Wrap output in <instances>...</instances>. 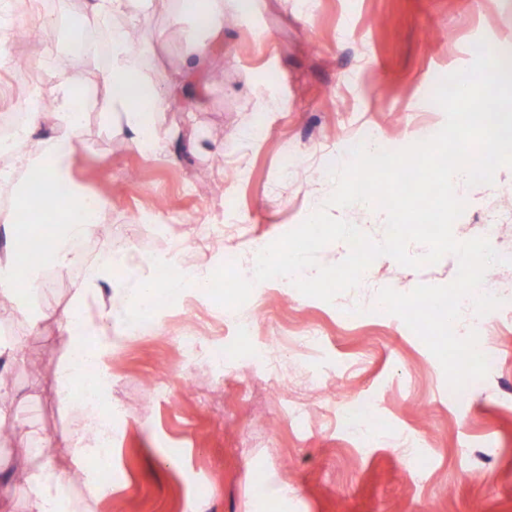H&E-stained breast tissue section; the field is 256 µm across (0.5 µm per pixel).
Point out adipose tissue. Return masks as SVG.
<instances>
[{
  "label": "adipose tissue",
  "mask_w": 512,
  "mask_h": 512,
  "mask_svg": "<svg viewBox=\"0 0 512 512\" xmlns=\"http://www.w3.org/2000/svg\"><path fill=\"white\" fill-rule=\"evenodd\" d=\"M245 0H177V18H192L197 26L214 36L224 33L226 14L241 11ZM147 8L146 0H92L91 18L112 20L109 41L112 56L110 68L102 79L109 89V101L103 112L108 125L125 128L134 148H142L145 139H152L156 151H163L165 135L160 118L169 101L154 85L145 72L139 55L132 52L128 28L138 26ZM82 86L65 74L57 76V96L50 110L28 113V129L34 137L30 144L15 152L11 167L4 180L17 201H24L32 183L27 175L31 170L42 173L47 187H64L59 211L53 213L56 229L45 235L37 262H29L28 251L33 234L20 235L12 222H5L1 229L8 233V246L0 252V295H15L17 289L35 288L44 270L73 261L70 241L96 233V217L104 209L103 202L83 191L73 183L69 166L80 143L82 114L79 102ZM44 216H35V223H44ZM111 258L87 264L83 280L75 287V306L62 321L71 349L60 367V405L79 413V438L72 440V456L79 459L90 456L98 465L108 462L105 449L94 442L106 416L105 410L95 400L98 389V366L103 362L112 338V306L105 303L96 312L87 309V298L96 292L101 281L111 270ZM70 478L60 468L54 456H47L32 471L25 492L30 499L31 512H63V504L70 494Z\"/></svg>",
  "instance_id": "1"
}]
</instances>
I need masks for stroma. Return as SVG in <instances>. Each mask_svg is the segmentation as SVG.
Here are the masks:
<instances>
[{
  "instance_id": "stroma-1",
  "label": "stroma",
  "mask_w": 512,
  "mask_h": 512,
  "mask_svg": "<svg viewBox=\"0 0 512 512\" xmlns=\"http://www.w3.org/2000/svg\"><path fill=\"white\" fill-rule=\"evenodd\" d=\"M141 25L146 73L169 99L162 117L166 153L131 148L125 129L102 124L109 99L101 75L110 57L90 52L78 74L90 90L72 177L102 197L112 247L139 260L181 239L188 257L209 269L236 251L251 268L257 250L325 206L329 167L373 130L383 149L400 150L445 123L432 100L439 80L469 67L479 40H512V0H252L222 39L174 22V0H149ZM45 0H0V20L50 28ZM207 52L194 72L184 63L197 43ZM224 73L222 82L209 80ZM139 169L140 179L127 172ZM466 208L453 225L459 241L483 236L486 211L503 222L492 245L512 250V166L493 183L456 186ZM326 207V206H325ZM238 219L234 239L199 250L207 223ZM455 256L415 270L377 258L354 289L333 302L303 296L281 278L255 285L239 309L184 290V305L129 329L119 305L149 272L114 268L98 290L115 299L110 402L125 412L112 427V483L93 512H512V265L484 277L503 299L486 314L480 342L494 358L487 375L452 396L443 369L422 340L392 314H375L379 289L401 293L446 285ZM82 275L77 264L48 269L28 301L42 317L31 332L22 317L0 321V336L24 357L0 361L8 412L30 429L0 447V495L9 512H30L16 492L47 455L71 469L64 439L75 426L56 398L69 349L61 321ZM363 315L350 318L353 307ZM249 325L250 339L237 334ZM318 326L323 343L300 354L296 336ZM224 347L223 371L186 363L178 336ZM271 346L277 376L251 353ZM37 359L40 375L25 362ZM376 404L371 422L336 425L344 404ZM306 413L297 421L293 407ZM430 457L422 474L415 454Z\"/></svg>"
}]
</instances>
